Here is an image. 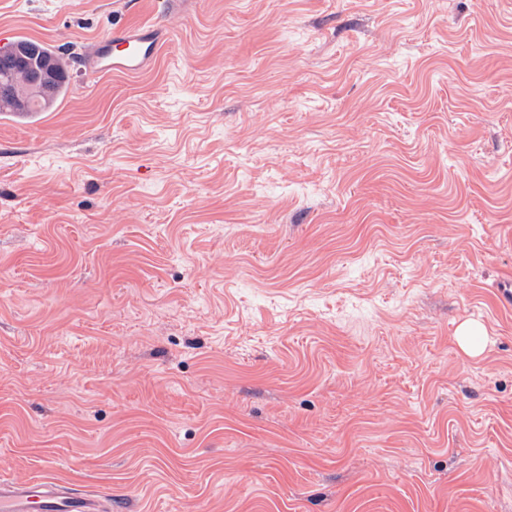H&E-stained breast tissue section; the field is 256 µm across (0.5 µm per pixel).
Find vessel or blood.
<instances>
[{"instance_id":"vessel-or-blood-1","label":"vessel or blood","mask_w":512,"mask_h":512,"mask_svg":"<svg viewBox=\"0 0 512 512\" xmlns=\"http://www.w3.org/2000/svg\"><path fill=\"white\" fill-rule=\"evenodd\" d=\"M168 35L167 28L144 24L99 36L86 58L87 77L143 74L157 59ZM0 512H98V499L76 492L63 480H18L0 473Z\"/></svg>"}]
</instances>
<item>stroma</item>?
<instances>
[{"mask_svg": "<svg viewBox=\"0 0 512 512\" xmlns=\"http://www.w3.org/2000/svg\"><path fill=\"white\" fill-rule=\"evenodd\" d=\"M167 10L0 0L75 54L0 112V471L108 512H512V0ZM171 28L144 24L134 29H115L99 36L87 55L89 78L103 75L138 77L157 59Z\"/></svg>", "mask_w": 512, "mask_h": 512, "instance_id": "1", "label": "stroma"}]
</instances>
